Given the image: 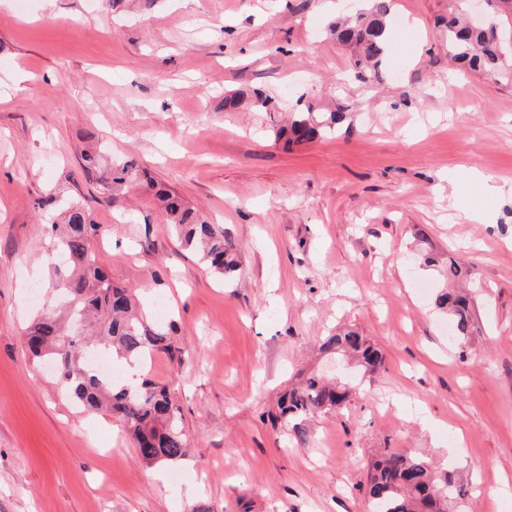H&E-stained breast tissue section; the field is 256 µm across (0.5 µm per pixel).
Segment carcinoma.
I'll list each match as a JSON object with an SVG mask.
<instances>
[{
	"label": "carcinoma",
	"mask_w": 512,
	"mask_h": 512,
	"mask_svg": "<svg viewBox=\"0 0 512 512\" xmlns=\"http://www.w3.org/2000/svg\"><path fill=\"white\" fill-rule=\"evenodd\" d=\"M368 2L367 12L330 26L336 40L351 48L352 69L363 80L379 76L386 62L387 21L393 0ZM448 55L471 70L512 79V67L505 66L512 46H505L495 24L475 27L449 15ZM250 101L262 112L281 108L275 97L258 91ZM348 110L344 103L334 110L309 104L292 113L288 124L277 127L275 136L289 145L334 135L347 121ZM82 170L107 192L122 191L140 178L134 164L105 163L92 149L82 153ZM146 189L164 213L167 227L183 247L197 253L202 265L223 278L236 270L237 249L224 225L209 222L179 194L152 180L146 182ZM50 230L60 256V264L54 268L55 296L27 328L29 352L35 359L56 364L61 390L72 402L90 412L107 411L121 421L143 462L180 460L185 456L186 440L168 388L146 377L138 384L106 379L89 361V354L101 350L136 363L157 353L172 357L178 349L169 331L149 324L134 308L127 290L112 285L98 265L91 242L98 225L83 203H70L62 222L50 224ZM436 304L451 316L461 343L478 332L468 296L448 290L437 295ZM321 351L347 359L356 377L376 372L383 363L375 344L354 329L327 337ZM352 390L344 380L312 374L302 386L279 395L270 418L300 436L297 420L343 408ZM366 493L371 512H448L450 505L459 503L463 489L450 472H436L417 456L387 449L370 466Z\"/></svg>",
	"instance_id": "cac0c4a2"
}]
</instances>
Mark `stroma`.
Segmentation results:
<instances>
[{
  "label": "stroma",
  "mask_w": 512,
  "mask_h": 512,
  "mask_svg": "<svg viewBox=\"0 0 512 512\" xmlns=\"http://www.w3.org/2000/svg\"><path fill=\"white\" fill-rule=\"evenodd\" d=\"M460 0H395L381 80L361 81L328 26L361 0H0V512H369L386 448L467 484L462 512L512 487V82L448 60ZM287 111L351 106L348 130L284 148ZM223 225L238 269L183 250L153 196H108L81 169L88 134ZM87 204L92 248L180 359L147 368L181 408L186 455L146 465L122 423L87 414L26 351L51 299L43 226ZM464 210L479 219H460ZM470 270L481 333L459 346L422 254ZM382 351L347 405L268 413L322 372L336 328ZM462 452H454L455 443Z\"/></svg>",
  "instance_id": "1"
}]
</instances>
